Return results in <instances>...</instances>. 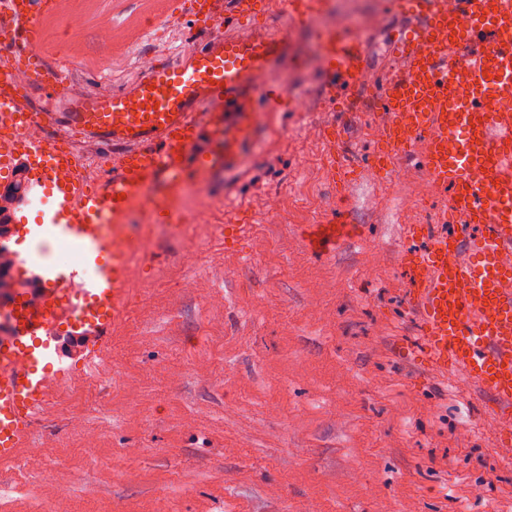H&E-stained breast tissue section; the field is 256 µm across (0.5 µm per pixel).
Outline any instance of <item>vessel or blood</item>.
<instances>
[{
  "instance_id": "obj_1",
  "label": "vessel or blood",
  "mask_w": 512,
  "mask_h": 512,
  "mask_svg": "<svg viewBox=\"0 0 512 512\" xmlns=\"http://www.w3.org/2000/svg\"><path fill=\"white\" fill-rule=\"evenodd\" d=\"M323 0H153L135 21L145 36L167 17L185 12L200 23L223 25L208 39L171 60L148 65L118 88L68 95L74 67L66 31L53 60L39 51L46 23L74 14L71 0H0V32L16 47L0 57V126L22 151L0 147V168L19 160L39 168L27 203L41 220L24 224L22 237L69 242L61 261L22 262L37 297H17L10 331L0 337V456L17 453L30 423L52 389L38 373L37 348L54 338L52 324L69 323L86 342L78 354L92 361L126 313L132 262L146 248L130 220L143 203L155 224L178 221V202L191 184L216 166L238 168L243 146L254 140L257 118L295 112L299 106L270 75L288 53L286 34L248 24L255 13H287L290 23L313 25ZM406 24L390 49L398 65L379 87L374 129V170L387 173L397 158L419 155L433 188L450 190L436 223L417 224L419 250L399 263L419 324L407 346L429 370L462 372L503 427L502 453L512 455V0H388ZM36 55L27 87L14 81L16 59ZM321 68L336 75L326 89L341 99L368 77L361 39L326 30L318 37ZM66 109L49 115L41 136L27 130L45 97ZM77 131L86 142L111 150L112 178L83 187L88 158L60 138ZM351 232L333 220L307 225L301 241L322 255Z\"/></svg>"
}]
</instances>
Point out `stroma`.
Returning <instances> with one entry per match:
<instances>
[{"label":"stroma","instance_id":"obj_1","mask_svg":"<svg viewBox=\"0 0 512 512\" xmlns=\"http://www.w3.org/2000/svg\"><path fill=\"white\" fill-rule=\"evenodd\" d=\"M144 2L100 0L71 92L128 83L143 51L163 58L193 31L185 14L100 60L99 22L124 27ZM398 25L387 0H333L319 26L293 28L272 77L305 111L261 115L242 166L189 187L188 234L148 244L99 366L65 349L59 326L44 371L63 382L24 446L0 457V512H52L57 498L66 512H512L500 423L465 375L402 348L417 323L398 258L446 193L425 194L412 161L373 172L372 106L340 113L324 97L320 31L364 39L378 76L396 65ZM332 119L347 133L339 183L319 138ZM203 198L214 208L198 222ZM331 218L353 236L309 253L303 226ZM235 223L252 230L228 252Z\"/></svg>","mask_w":512,"mask_h":512}]
</instances>
